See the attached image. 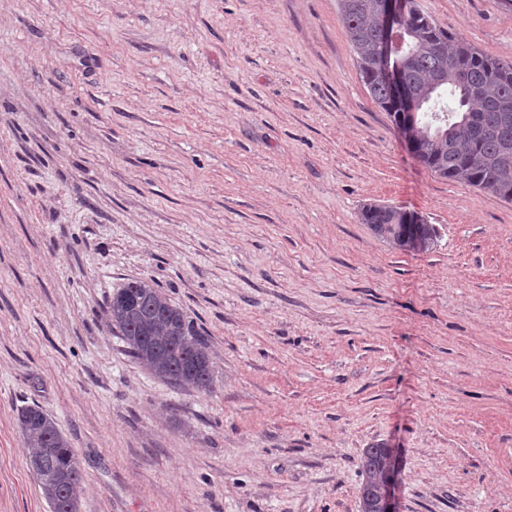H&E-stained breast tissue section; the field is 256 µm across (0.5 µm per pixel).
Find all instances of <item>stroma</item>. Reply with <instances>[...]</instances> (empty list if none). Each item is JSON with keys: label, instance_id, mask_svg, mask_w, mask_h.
<instances>
[{"label": "stroma", "instance_id": "obj_1", "mask_svg": "<svg viewBox=\"0 0 512 512\" xmlns=\"http://www.w3.org/2000/svg\"><path fill=\"white\" fill-rule=\"evenodd\" d=\"M416 2L512 61V0ZM131 278L206 336L212 394L125 355ZM33 404L80 512H359L376 445L396 512H512V204L415 159L336 0H0V512H51ZM395 210V223L392 221L393 211ZM394 210L389 205H370L362 210L360 220L362 224H368L371 231L377 237L393 243L397 238L394 230H399L397 224H402L404 232L399 238V247L407 252H421L428 242L425 237V225L407 210L394 206ZM386 232L384 236L382 232ZM17 425L52 512H78L82 473L56 422L40 407L30 405L18 412Z\"/></svg>", "mask_w": 512, "mask_h": 512}]
</instances>
